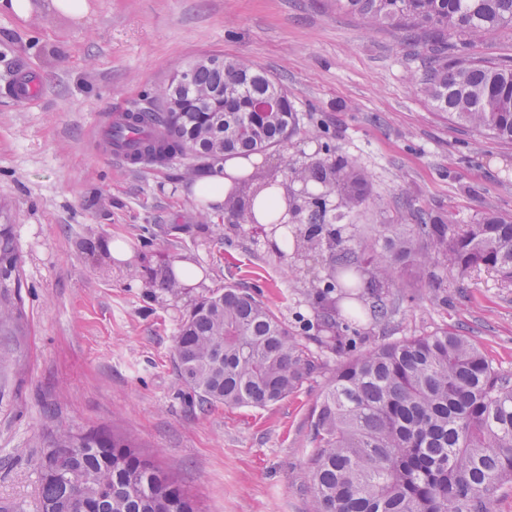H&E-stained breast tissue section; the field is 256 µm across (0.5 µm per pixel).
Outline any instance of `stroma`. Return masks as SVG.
<instances>
[{
	"label": "stroma",
	"mask_w": 512,
	"mask_h": 512,
	"mask_svg": "<svg viewBox=\"0 0 512 512\" xmlns=\"http://www.w3.org/2000/svg\"><path fill=\"white\" fill-rule=\"evenodd\" d=\"M80 19L52 0L0 13V225L21 263L19 315L0 332V506L40 512L37 458L61 431L106 429L172 473L200 512H308L312 409L341 361L308 331L326 261L270 248L259 224L206 213L204 172L111 157L113 114L153 102L178 67L207 54L244 58L288 90L298 125L261 154L259 178L319 157L321 132L362 172L367 200L348 223L373 243L381 224L452 212L469 224L512 214V142L435 112L417 78L426 38L364 25L335 0H87ZM36 83L21 100L18 79ZM131 251L115 260L108 241ZM187 261L198 280L172 295L150 272ZM409 270L387 318L362 296L348 334L359 352L446 329L512 374V284L474 271ZM236 285L296 335L313 368L265 408L205 407L178 380L174 337L201 298Z\"/></svg>",
	"instance_id": "obj_1"
}]
</instances>
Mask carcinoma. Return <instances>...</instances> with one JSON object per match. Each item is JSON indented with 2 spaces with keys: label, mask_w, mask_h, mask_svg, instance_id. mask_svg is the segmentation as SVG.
<instances>
[{
  "label": "carcinoma",
  "mask_w": 512,
  "mask_h": 512,
  "mask_svg": "<svg viewBox=\"0 0 512 512\" xmlns=\"http://www.w3.org/2000/svg\"><path fill=\"white\" fill-rule=\"evenodd\" d=\"M336 8L369 25L393 21L409 35L432 39L417 82L432 108L457 124L512 142V64L481 60L469 45L512 26V0H336ZM216 90L224 97L213 98ZM177 128L167 112L121 114L109 143L138 137L128 148L133 163L165 164L195 150L205 158L221 150L245 158L288 141L297 113L288 92L240 58L224 68L198 69L180 93ZM263 98L279 100L274 113L252 110ZM289 169L304 199L285 197L287 210L305 204L308 224L293 235L305 259L328 252L321 300L320 342L341 352L346 328L339 302L364 288L375 311L399 285L403 265H437L463 276L486 268L512 283V215L486 213L472 224L451 215L419 217L416 224L379 226L381 248L346 244L327 219L325 199L341 186L350 211L366 194L362 174L336 155ZM274 180H236L242 204L234 224L265 221L288 228L276 202ZM19 255L9 226L0 228V331L15 320L10 287L18 285ZM158 287L184 288L171 268ZM339 292L333 297V292ZM180 382L207 407L265 408L298 388L313 364L297 338L249 291L227 285L199 301L175 336ZM315 450L309 458L310 512H494V494L512 482V377L493 368L477 344L446 330L384 344L340 363L336 378L312 410ZM42 512H196L181 484L126 439L106 430L58 434L38 459Z\"/></svg>",
  "instance_id": "1"
}]
</instances>
